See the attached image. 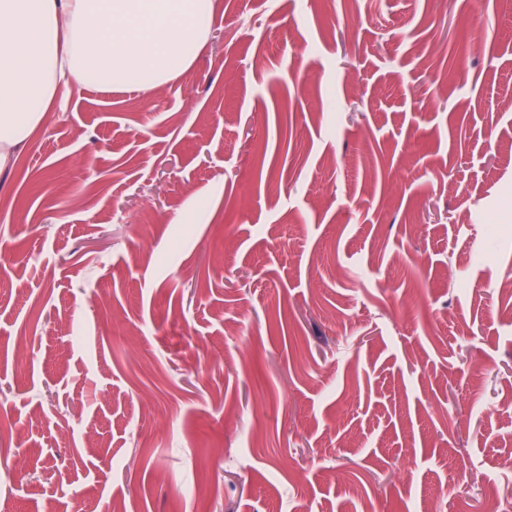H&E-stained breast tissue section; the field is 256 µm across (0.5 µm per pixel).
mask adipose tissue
<instances>
[{
    "instance_id": "ef3b65f1",
    "label": "adipose tissue",
    "mask_w": 512,
    "mask_h": 512,
    "mask_svg": "<svg viewBox=\"0 0 512 512\" xmlns=\"http://www.w3.org/2000/svg\"><path fill=\"white\" fill-rule=\"evenodd\" d=\"M213 0H0V171L61 87L132 88L152 101L207 43Z\"/></svg>"
}]
</instances>
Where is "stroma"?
<instances>
[{
    "mask_svg": "<svg viewBox=\"0 0 512 512\" xmlns=\"http://www.w3.org/2000/svg\"><path fill=\"white\" fill-rule=\"evenodd\" d=\"M0 174L5 512H512V0H214L152 103Z\"/></svg>",
    "mask_w": 512,
    "mask_h": 512,
    "instance_id": "obj_1",
    "label": "stroma"
}]
</instances>
